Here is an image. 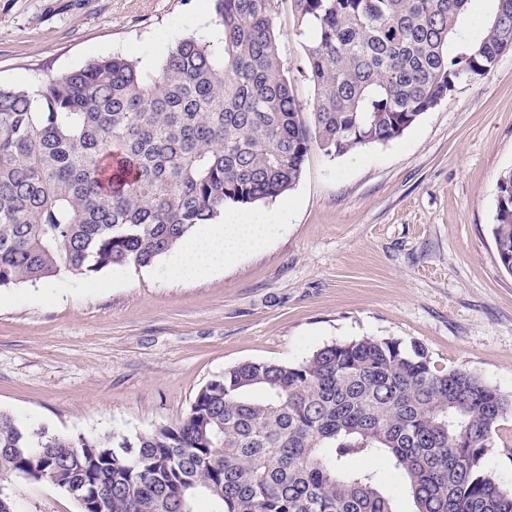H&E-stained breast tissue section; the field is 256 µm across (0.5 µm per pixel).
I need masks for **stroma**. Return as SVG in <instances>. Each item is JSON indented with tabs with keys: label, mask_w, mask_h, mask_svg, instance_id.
<instances>
[{
	"label": "stroma",
	"mask_w": 512,
	"mask_h": 512,
	"mask_svg": "<svg viewBox=\"0 0 512 512\" xmlns=\"http://www.w3.org/2000/svg\"><path fill=\"white\" fill-rule=\"evenodd\" d=\"M212 0H0V86L33 88L111 54L158 64L180 39L217 41ZM296 19L274 20L293 91L310 107ZM512 170V49L459 81L402 136L338 157L312 149L295 187L228 205L277 225L261 248L177 282L169 255L89 278L0 287V411L75 438L178 421L224 370L297 363L364 337L416 343L512 396V274L494 243ZM512 493V415L487 459ZM15 512H79L46 481L14 484Z\"/></svg>",
	"instance_id": "1"
}]
</instances>
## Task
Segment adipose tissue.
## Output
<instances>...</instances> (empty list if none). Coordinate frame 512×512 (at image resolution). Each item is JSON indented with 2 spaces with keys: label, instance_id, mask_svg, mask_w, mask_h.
Returning a JSON list of instances; mask_svg holds the SVG:
<instances>
[{
  "label": "adipose tissue",
  "instance_id": "adipose-tissue-1",
  "mask_svg": "<svg viewBox=\"0 0 512 512\" xmlns=\"http://www.w3.org/2000/svg\"><path fill=\"white\" fill-rule=\"evenodd\" d=\"M274 227L270 224L235 222L212 224L183 243L171 260L169 274L177 281H191L223 269L237 255L260 248Z\"/></svg>",
  "mask_w": 512,
  "mask_h": 512
}]
</instances>
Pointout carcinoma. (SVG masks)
<instances>
[{
    "instance_id": "cac0c4a2",
    "label": "carcinoma",
    "mask_w": 512,
    "mask_h": 512,
    "mask_svg": "<svg viewBox=\"0 0 512 512\" xmlns=\"http://www.w3.org/2000/svg\"><path fill=\"white\" fill-rule=\"evenodd\" d=\"M283 0H214L220 49L179 40L146 70L122 55L27 90L0 87V287L146 266L226 205L276 198L312 147L399 138L456 83L512 48V0L469 27L470 0H292L313 112L291 94L273 23ZM493 237L512 272V171ZM512 397L425 349L361 338L298 364L243 363L176 423L114 442L29 428L0 412V512L16 479L78 487L80 512H512L486 461ZM355 468L369 469L378 472L382 478L384 489L392 496L395 506L400 511L412 509V503L408 499L402 483L391 477L388 466L380 459H355L352 462Z\"/></svg>"
}]
</instances>
